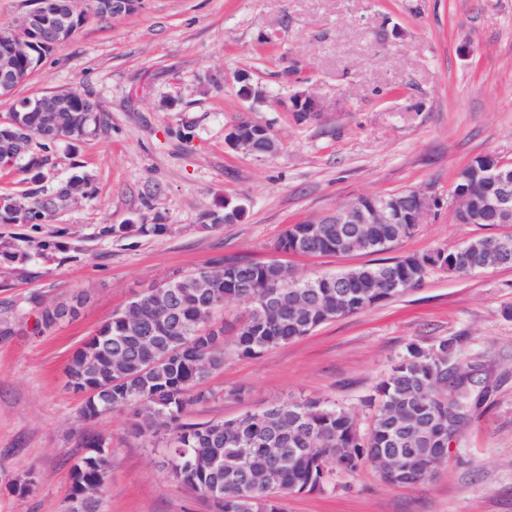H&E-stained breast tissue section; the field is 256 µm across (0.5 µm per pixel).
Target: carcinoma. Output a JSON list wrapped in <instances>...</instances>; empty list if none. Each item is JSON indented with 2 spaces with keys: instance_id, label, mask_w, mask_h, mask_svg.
<instances>
[{
  "instance_id": "cac0c4a2",
  "label": "carcinoma",
  "mask_w": 512,
  "mask_h": 512,
  "mask_svg": "<svg viewBox=\"0 0 512 512\" xmlns=\"http://www.w3.org/2000/svg\"><path fill=\"white\" fill-rule=\"evenodd\" d=\"M93 102L88 91H76L75 112H61L47 130L40 112H13L0 123V138L24 128L31 134L26 150L0 166L31 179L42 177L48 153L60 140L81 141L110 127L105 111L85 112ZM43 217L40 205H26L4 194L0 223L30 224ZM414 224H293L277 241L279 250L324 255L360 251L377 254L414 236ZM490 239L475 238L453 248L377 259L345 272L320 274L298 283L276 261L216 258L178 279V317L154 301L164 285L149 288L132 304L143 307L141 324L128 328L126 310L104 322L73 353L67 368L68 386L93 392L81 408L82 419L94 421L115 411L132 415L130 434L151 442L164 432L166 464L172 475L206 498L213 512H281L288 494L323 490L331 475H352L373 457L375 471L388 484L409 486L427 480L434 449L449 447L472 416L475 385L472 370L456 362V340L441 338L428 347L407 345L390 371L375 386L368 406L374 410L369 432L361 434L351 412L334 403L308 399L270 407L272 414L246 412L230 420L188 422V408L216 396L208 383L224 370L228 356L256 357L265 350L295 341L320 325L371 308L423 284L435 269L466 273L498 264ZM224 266V275L209 269ZM308 296L312 306L295 312L290 301ZM229 300L247 313L232 337L214 320ZM83 298L39 307L37 329L57 327L60 315L83 307ZM100 436L81 437L83 455L71 469V512H101V499H88L91 488L102 489L112 453L95 447ZM249 448H276L275 470L253 488L245 466ZM402 448L416 454L397 464L391 456Z\"/></svg>"
}]
</instances>
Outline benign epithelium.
I'll return each mask as SVG.
<instances>
[{"label":"benign epithelium","mask_w":512,"mask_h":512,"mask_svg":"<svg viewBox=\"0 0 512 512\" xmlns=\"http://www.w3.org/2000/svg\"><path fill=\"white\" fill-rule=\"evenodd\" d=\"M31 9L25 14L21 27L15 31L10 52L0 56V96L11 94L24 83L30 73L18 66V61L30 56L40 47L53 48L68 41L77 29L79 17L71 0H28ZM99 11L114 20L137 13L143 0H95ZM241 82L240 97L251 102L252 106L267 103L268 92L260 85H252L248 77H238ZM25 112H47L50 122H55V113L72 112L73 92L51 91L34 96L21 104ZM288 111L297 113L304 120L318 116L322 111L319 102L308 91L296 92L291 98ZM225 144L236 151L265 158L275 154L278 141L271 128L262 123L249 121L235 122L224 130ZM472 170L459 173V178L467 184L452 196L448 204L451 218L458 224H471L482 212H493L501 223H512V168L507 163L491 156L479 155L469 161ZM482 178L493 182V189L482 193L477 183ZM409 195L414 202V213L403 220L405 224H422L429 213L438 205V197L433 189L411 190ZM401 211L396 198H372L360 196L354 201L336 209L335 212L311 220L313 224H394L396 214Z\"/></svg>","instance_id":"obj_1"}]
</instances>
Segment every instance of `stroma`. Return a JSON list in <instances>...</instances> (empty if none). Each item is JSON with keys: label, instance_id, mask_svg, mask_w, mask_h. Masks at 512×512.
Returning <instances> with one entry per match:
<instances>
[{"label": "stroma", "instance_id": "1", "mask_svg": "<svg viewBox=\"0 0 512 512\" xmlns=\"http://www.w3.org/2000/svg\"><path fill=\"white\" fill-rule=\"evenodd\" d=\"M303 85H293L289 70ZM271 93L251 113L277 154L230 149L224 129L246 111L238 74ZM323 104L297 121L283 108L297 88ZM91 91L111 130L59 142L43 184L0 170V193L31 194L45 217L1 224L0 242L31 250L0 258V512H63L81 454V394L66 384L74 351L136 294L217 257L279 261L296 277L341 272L369 254L299 256L275 250L289 225L362 195L434 188L490 154L512 161V0H144L121 20L89 17L14 94ZM85 182L68 201L52 187ZM246 208L211 227L225 202ZM163 224L161 235L104 234L109 225ZM511 233L512 224L455 223L434 210L392 256ZM82 294L79 317L35 334L37 303ZM458 340L478 366L480 405L435 478L384 483L372 467L294 494L284 512H512V268L436 270L405 295L326 323L253 358L232 357L209 385L220 396L188 421L228 420L287 400L320 398L368 424L365 405L408 343ZM242 396H233V389ZM120 411L92 423L112 440L103 512H212L177 481L160 452L129 432ZM31 480L29 493H16Z\"/></svg>", "mask_w": 512, "mask_h": 512}]
</instances>
